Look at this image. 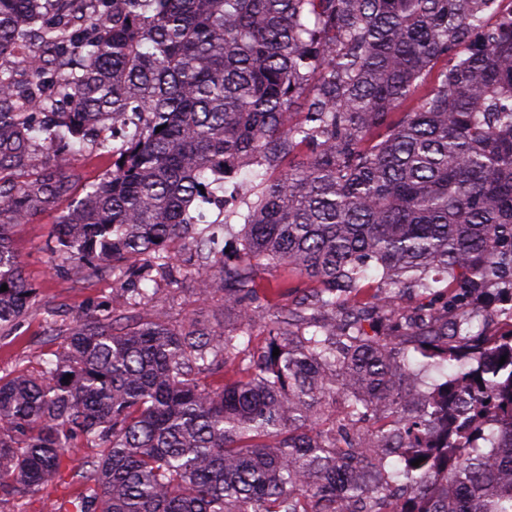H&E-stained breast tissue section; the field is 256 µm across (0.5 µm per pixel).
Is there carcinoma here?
<instances>
[{
    "instance_id": "1",
    "label": "carcinoma",
    "mask_w": 512,
    "mask_h": 512,
    "mask_svg": "<svg viewBox=\"0 0 512 512\" xmlns=\"http://www.w3.org/2000/svg\"><path fill=\"white\" fill-rule=\"evenodd\" d=\"M495 2L0 0V331L33 298L10 229L72 190L60 166L11 172L39 137L131 126L52 246L108 268L119 304L77 317L37 373L0 377V504L27 512L94 447L53 512H512V310L491 334L467 315L492 285L512 302V14L487 24ZM23 44L41 51L19 82L4 59ZM243 169L261 183L224 215L228 255L192 211ZM175 241L238 326H117L156 276L179 286ZM263 262L324 288L319 316L277 312L249 357ZM372 266L428 298L387 335L343 300ZM405 336L444 383L419 388ZM99 452L98 448H82L77 454H74L73 462H67L61 471V477L55 482L42 487L27 500L26 510L28 512H53L50 506L54 502H60L62 499L73 496L78 489L76 479H72L75 468L81 463L84 457L95 456Z\"/></svg>"
}]
</instances>
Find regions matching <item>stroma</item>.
Masks as SVG:
<instances>
[{"mask_svg":"<svg viewBox=\"0 0 512 512\" xmlns=\"http://www.w3.org/2000/svg\"><path fill=\"white\" fill-rule=\"evenodd\" d=\"M59 161L73 176L70 196L61 199L55 210L39 214L13 230L14 250L36 294L31 310L17 327L0 333V376L19 369L38 370L42 360L51 358L58 347V338L64 337L74 317L94 314L112 296V280L108 274L92 276L73 265L58 270L59 260L50 251L59 216L81 197L86 184L101 179L111 170L112 156L91 143L63 156L41 144L30 152L23 167L14 170L13 179L26 183L40 170ZM174 266L181 274V286L160 288L155 300L135 310L137 319L170 326L190 319L212 325L235 324V315L226 309L223 294L216 293L205 300L199 297L186 254H178ZM256 280L261 288L262 305L271 313L288 306L299 295L316 299L321 289L319 283L298 275L286 265L259 266ZM95 454L92 448L74 454L72 463L63 466L60 478L42 487L28 500L27 512H50L52 503L73 496L78 489L73 477L76 464Z\"/></svg>","mask_w":512,"mask_h":512,"instance_id":"stroma-1","label":"stroma"}]
</instances>
